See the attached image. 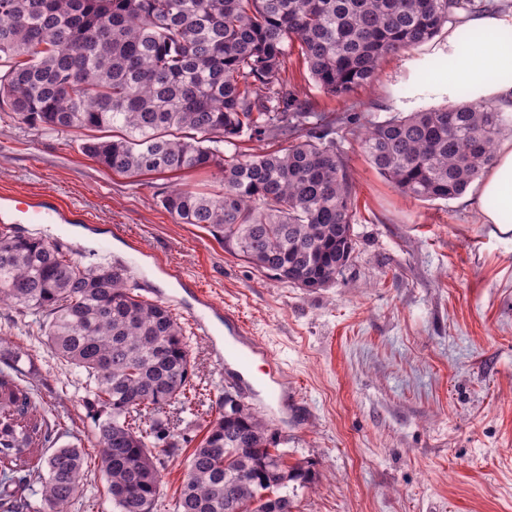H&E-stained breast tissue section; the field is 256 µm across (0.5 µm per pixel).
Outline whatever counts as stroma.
I'll return each instance as SVG.
<instances>
[{
	"label": "stroma",
	"mask_w": 512,
	"mask_h": 512,
	"mask_svg": "<svg viewBox=\"0 0 512 512\" xmlns=\"http://www.w3.org/2000/svg\"><path fill=\"white\" fill-rule=\"evenodd\" d=\"M449 23L431 42L386 58L371 85L340 101L314 85L299 54L288 76L319 111L377 102L384 113L416 101L415 60L435 61ZM82 131H36L0 112V197L52 196L77 211L76 224H19L15 230L70 242V254L98 264L101 241L114 260L167 298L181 322L197 303L160 269H180L211 299L236 311L261 356L250 381L236 362L216 365L204 337L187 333L203 404L217 417L225 392L259 408L288 464L309 468L293 512H512V231L480 223L464 198L417 201L370 164L360 134L336 142L355 182V252L324 288H297L256 270L207 230L181 224L161 204L178 184L199 188L212 173H113L84 155ZM141 252H134L132 243ZM0 336L22 352L38 415L61 444L82 448V485L69 512H112L94 436L101 409L85 379L60 362L31 318L0 306ZM287 385L270 399L268 388ZM204 420L184 415L190 444L166 456L157 512H174L191 444Z\"/></svg>",
	"instance_id": "1"
}]
</instances>
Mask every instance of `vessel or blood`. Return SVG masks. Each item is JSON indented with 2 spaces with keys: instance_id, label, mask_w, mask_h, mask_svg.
<instances>
[{
  "instance_id": "b4317fda",
  "label": "vessel or blood",
  "mask_w": 512,
  "mask_h": 512,
  "mask_svg": "<svg viewBox=\"0 0 512 512\" xmlns=\"http://www.w3.org/2000/svg\"><path fill=\"white\" fill-rule=\"evenodd\" d=\"M65 218L64 209L51 199L15 197L11 200V223L58 224ZM191 292L199 304L198 310L191 313L199 335L211 336L215 324L224 326V348L213 353L216 363H223L228 357L244 362L255 354L262 356L268 363H275L276 354L273 350L248 342L247 328L238 315L212 302L199 287H192Z\"/></svg>"
}]
</instances>
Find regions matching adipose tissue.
<instances>
[{
    "label": "adipose tissue",
    "mask_w": 512,
    "mask_h": 512,
    "mask_svg": "<svg viewBox=\"0 0 512 512\" xmlns=\"http://www.w3.org/2000/svg\"><path fill=\"white\" fill-rule=\"evenodd\" d=\"M462 25L468 37L449 35L437 52L440 69L418 61L417 97L452 100L464 88L472 102L512 108V21L491 12L466 16ZM470 202L481 223L512 227V142L499 148L496 165L476 180Z\"/></svg>",
    "instance_id": "obj_1"
}]
</instances>
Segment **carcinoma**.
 Returning <instances> with one entry per match:
<instances>
[{"mask_svg":"<svg viewBox=\"0 0 512 512\" xmlns=\"http://www.w3.org/2000/svg\"><path fill=\"white\" fill-rule=\"evenodd\" d=\"M509 0H0V109L34 130L110 129L82 152L114 173L218 171V188H174L165 210L257 270L324 288L355 251L352 176L336 127L362 131L373 167L419 201L452 200L495 161L512 117L461 102L377 120L314 112L288 82L298 45L315 85L344 98L381 61L433 40L460 13ZM246 138L263 145L239 151ZM232 147L227 154L223 146ZM32 316L50 351L86 378L112 512H155L173 407L192 411L194 361L169 306L134 293L121 264L88 266L42 238L0 231V304ZM29 388L0 370V475L22 472L45 512H68L83 456L58 446ZM268 422L230 392L187 460L174 512H292L288 464Z\"/></svg>","mask_w":512,"mask_h":512,"instance_id":"carcinoma-1","label":"carcinoma"}]
</instances>
